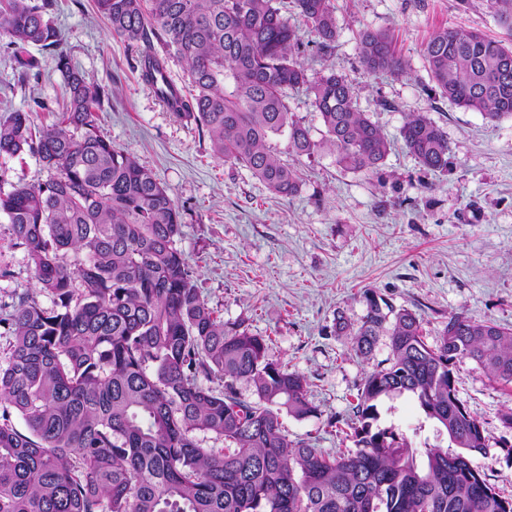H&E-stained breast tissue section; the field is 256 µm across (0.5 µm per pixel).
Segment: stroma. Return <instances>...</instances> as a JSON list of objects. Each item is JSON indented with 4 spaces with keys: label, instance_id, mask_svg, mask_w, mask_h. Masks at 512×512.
Instances as JSON below:
<instances>
[{
    "label": "stroma",
    "instance_id": "1",
    "mask_svg": "<svg viewBox=\"0 0 512 512\" xmlns=\"http://www.w3.org/2000/svg\"><path fill=\"white\" fill-rule=\"evenodd\" d=\"M336 41L322 51L297 14L290 25L302 43L308 71L335 69L352 83L357 105L391 143L372 174L339 166L321 150L294 165L299 192L271 194L243 166L218 158L207 133L164 110L142 82L139 50L112 35L94 0H58L51 21L62 47L87 79L107 85L109 102L97 113L103 132L132 153L166 186L182 214L177 246L184 253L202 298L226 322L244 323L270 337V355L305 376L318 416L286 418L291 438L307 439L326 452L348 440L327 425L349 416L356 386L388 358L379 339L371 359L358 357L335 329L337 318L359 323L371 289L422 320L435 341L449 314L512 325V119L489 123L477 112L441 96L420 53L436 31L452 26L494 39L506 32L485 0H335ZM393 33L409 62L404 76L369 73L357 42L362 31ZM40 80L23 77L0 48V119L31 110L35 128L56 122L63 81L52 51L31 47ZM48 109L32 111L34 100ZM420 112L448 137V168L433 172L405 151L399 130L408 113ZM50 173L37 157L0 159V189L38 185ZM0 303L33 287L23 250L11 247L0 218ZM458 395L488 436L486 454L471 457L489 483L512 496V433L502 413L512 407V386L494 385L471 360L457 361ZM381 426L403 434L413 447L446 448L417 401L410 396L382 402Z\"/></svg>",
    "mask_w": 512,
    "mask_h": 512
}]
</instances>
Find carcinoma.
<instances>
[{
  "label": "carcinoma",
  "instance_id": "obj_1",
  "mask_svg": "<svg viewBox=\"0 0 512 512\" xmlns=\"http://www.w3.org/2000/svg\"><path fill=\"white\" fill-rule=\"evenodd\" d=\"M275 2L96 5L112 34L137 47L156 41L186 64L187 111L176 117L272 194L300 189L297 171L266 143L285 128L291 155L323 145L338 165L375 172L390 142L360 111L346 76L308 73L281 13L296 10L327 50L337 36L333 0ZM486 2L512 37V0ZM54 6L0 0V41L23 73L40 75L28 47L52 49L65 86L56 123L36 133L28 110L0 121V157L30 153L51 172L43 184L0 190L13 245L50 299L47 306L16 292L0 316V512H512V498L470 461L488 437L459 399L452 370L470 359L490 381L512 384V327L452 313L430 345L415 313L365 292L359 324L339 320L336 332L364 358L385 336L390 355L358 385L353 417L328 420L354 447L330 454L289 439L285 417L318 414L307 379L271 358L269 337L224 322L202 299L177 247L179 207L99 129L95 111L110 89L72 66L49 18ZM357 49L370 73H407L386 30L362 32ZM421 55L448 101L490 122L512 118L511 42L447 27ZM290 89L304 90L319 113L322 142L290 115ZM400 138L421 166L448 169V137L426 115L409 114ZM215 379L223 389L205 385ZM239 382L255 400L241 397ZM405 394L456 450L428 448L421 460L405 438L377 425L379 404Z\"/></svg>",
  "mask_w": 512,
  "mask_h": 512
}]
</instances>
